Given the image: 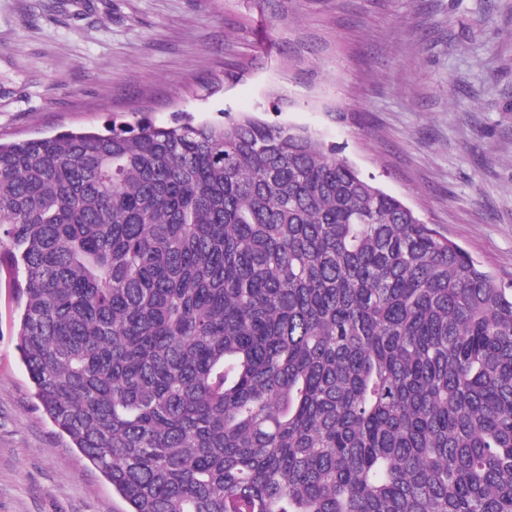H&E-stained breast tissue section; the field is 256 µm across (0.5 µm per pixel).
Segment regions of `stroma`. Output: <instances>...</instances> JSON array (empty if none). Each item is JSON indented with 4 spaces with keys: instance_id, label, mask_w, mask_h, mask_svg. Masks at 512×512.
Wrapping results in <instances>:
<instances>
[{
    "instance_id": "35a3bbf8",
    "label": "stroma",
    "mask_w": 512,
    "mask_h": 512,
    "mask_svg": "<svg viewBox=\"0 0 512 512\" xmlns=\"http://www.w3.org/2000/svg\"><path fill=\"white\" fill-rule=\"evenodd\" d=\"M252 112L512 286V0H0V140ZM0 278V512H122L31 397Z\"/></svg>"
}]
</instances>
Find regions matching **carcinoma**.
I'll return each instance as SVG.
<instances>
[{"mask_svg": "<svg viewBox=\"0 0 512 512\" xmlns=\"http://www.w3.org/2000/svg\"><path fill=\"white\" fill-rule=\"evenodd\" d=\"M1 272L123 512H512V289L302 128L0 143Z\"/></svg>", "mask_w": 512, "mask_h": 512, "instance_id": "1", "label": "carcinoma"}]
</instances>
